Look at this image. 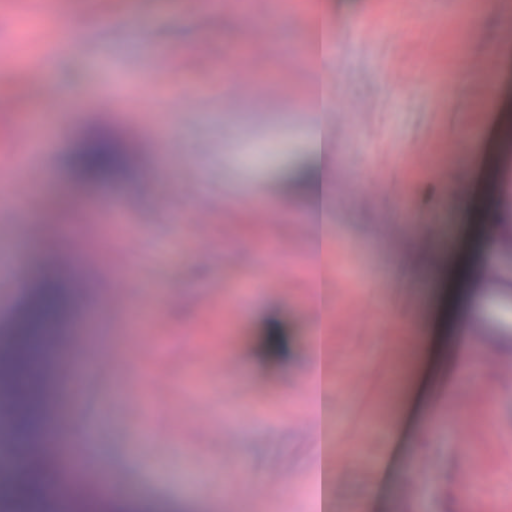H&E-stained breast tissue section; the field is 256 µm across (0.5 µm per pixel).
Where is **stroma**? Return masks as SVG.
Returning a JSON list of instances; mask_svg holds the SVG:
<instances>
[{"instance_id": "obj_1", "label": "stroma", "mask_w": 512, "mask_h": 512, "mask_svg": "<svg viewBox=\"0 0 512 512\" xmlns=\"http://www.w3.org/2000/svg\"><path fill=\"white\" fill-rule=\"evenodd\" d=\"M281 2L240 0L217 23L197 0H142L131 22L70 12L55 69L17 86L29 137L0 153V180L31 163L48 178L42 208L24 219L0 211V268L13 280L0 287V325L49 263L43 240L59 237L80 282L59 333L94 332L100 343L79 399L45 371L58 443L38 454L45 468L66 467L67 448L82 437L95 469L79 488L94 497H110L119 469L126 500L167 512H240L242 489L249 512H310L304 381L314 255L297 230L308 203L287 182L308 151L310 64L298 49L309 27ZM465 2L445 19L428 0L445 41L435 58L420 42L418 16L376 18L369 0H329L340 18L332 91L345 114L331 143L323 257L339 512H468L479 503L512 512V378L495 370L512 363V350L471 337L473 382L452 379L464 269H494L469 314L512 338V251H493L484 222L491 204L512 214V67L490 68L479 82L458 68L461 53L508 44L502 14L473 22L480 0ZM259 36L267 56L257 68L249 47ZM51 48L39 25L0 22V83ZM391 71L399 82L387 80ZM230 75L238 84L228 110ZM47 82L69 114L58 133L39 92ZM488 117L496 135L475 148ZM91 127L120 130L136 145L132 181L73 185L68 154ZM437 138L457 149L456 166L440 177L416 164ZM373 183L383 190L371 199ZM47 212L60 224L43 223ZM199 212L208 216L202 228ZM424 228L433 243L422 248ZM122 278L152 300L150 316L116 288ZM235 297L239 315H225ZM276 331L287 353L272 348ZM410 335L419 338L411 349ZM228 358L238 366L232 377ZM465 459L476 477L464 494Z\"/></svg>"}]
</instances>
